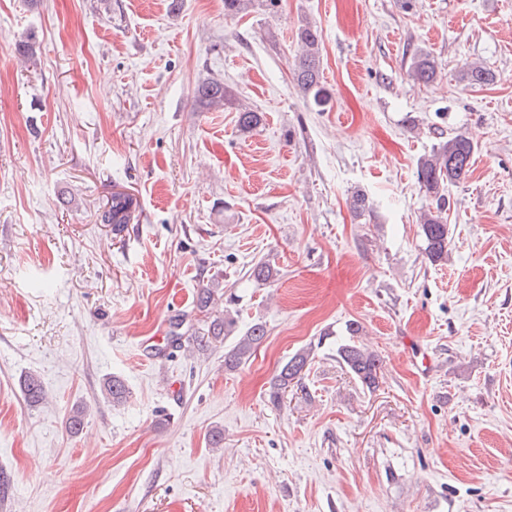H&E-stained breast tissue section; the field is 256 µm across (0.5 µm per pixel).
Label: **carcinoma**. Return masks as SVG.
<instances>
[{
    "instance_id": "cac0c4a2",
    "label": "carcinoma",
    "mask_w": 512,
    "mask_h": 512,
    "mask_svg": "<svg viewBox=\"0 0 512 512\" xmlns=\"http://www.w3.org/2000/svg\"><path fill=\"white\" fill-rule=\"evenodd\" d=\"M257 0H224V14L238 16L248 14ZM297 41L300 53L292 71L293 80L305 98L315 106L328 102L329 94L320 74V38L314 26L306 24L299 29ZM408 76L417 83L431 85L438 79L435 62L424 52L414 54L408 69ZM457 79L470 87L482 86L493 80L490 69L479 62H469L462 66ZM194 98L203 109L221 108L232 101L230 91L218 80H204L194 89ZM237 125L246 131L257 127L263 115L248 106L237 107ZM475 153V144L462 132H453L439 141L431 151L419 159L418 181L428 198L427 208L420 214L423 251L427 260L439 264L448 260V245L451 241V227L448 224V186L456 184L468 176ZM136 205L133 198L125 193L112 195L108 208L102 212L101 221L112 225V233L120 234L134 217ZM253 279L269 283L276 279L277 270L266 261H258L249 269ZM235 328V320L230 317H210L207 324L208 342L221 343L229 338ZM360 327L351 322L347 325L348 338L337 344L336 357L347 371L363 387L374 391L379 386L381 361L379 356L358 344ZM266 328L254 323L224 353V367L234 370L248 362L262 344ZM311 350L303 349L294 353L281 366L274 376L268 393V400L274 406L281 405L288 389L301 386L305 373L309 370ZM104 392L119 404L126 400L128 388L124 379L110 376L104 380ZM23 393L28 403L39 404L45 399V391L40 378L30 373L23 381ZM86 409L76 405L71 408L67 425L71 433H78L84 426Z\"/></svg>"
}]
</instances>
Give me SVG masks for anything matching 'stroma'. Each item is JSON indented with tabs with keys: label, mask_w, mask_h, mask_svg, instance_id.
Instances as JSON below:
<instances>
[{
	"label": "stroma",
	"mask_w": 512,
	"mask_h": 512,
	"mask_svg": "<svg viewBox=\"0 0 512 512\" xmlns=\"http://www.w3.org/2000/svg\"><path fill=\"white\" fill-rule=\"evenodd\" d=\"M305 24L321 112L292 79ZM420 50L429 86L407 75ZM470 61L494 82L456 81ZM211 78L261 112L256 130L198 107ZM452 132L477 150L434 265L417 162ZM116 193L137 203L118 237L100 221ZM260 260L274 282L249 278ZM212 285L238 297L214 306L235 334L267 329L234 371L194 340ZM177 314L192 332L176 345ZM351 320L382 361L372 392L336 359ZM306 348L304 390L273 406ZM0 512H512V0H281L241 18L224 0H0ZM408 76L417 83L431 85L438 79L435 62L424 52L415 53L408 69ZM311 349H303L294 353L281 366L278 373L274 376L268 393V400L274 406H280L285 396L288 394V388L295 386L304 390L301 383L305 373L309 370Z\"/></svg>",
	"instance_id": "1"
}]
</instances>
